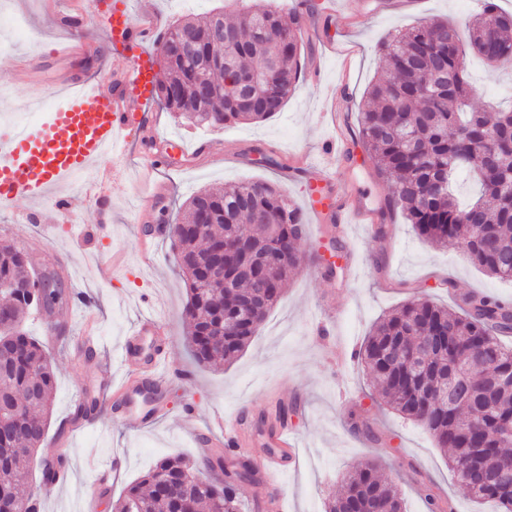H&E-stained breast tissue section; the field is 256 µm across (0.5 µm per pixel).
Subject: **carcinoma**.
I'll return each mask as SVG.
<instances>
[{
    "mask_svg": "<svg viewBox=\"0 0 512 512\" xmlns=\"http://www.w3.org/2000/svg\"><path fill=\"white\" fill-rule=\"evenodd\" d=\"M224 12L211 11L169 26L161 46L165 76L155 94L170 112L195 126L222 127L229 122H260L282 111L298 84L296 28L262 0L224 24L233 46L220 40L214 22ZM493 28L499 47L512 61V13L501 11L495 0H483L482 9L468 24V47L484 56L487 28ZM185 36L195 41V59L178 52ZM386 74L366 93L360 110V137L377 173L392 182L394 198L415 232L425 241L455 242L471 264L487 275L512 280V164L500 163L504 145L512 141V108L490 117L474 106L477 90L468 72L465 50L457 28L439 19L419 21L393 36L381 47ZM243 72L269 75L247 102L232 88L211 97L203 85L218 81L219 61ZM470 177L478 197L460 205L457 177ZM266 214L270 224L256 215ZM182 223L209 225L206 235L183 231L172 243L187 284L185 315L189 340L200 364L232 362L249 345L276 301H262L250 317L240 313L244 296L269 283L284 289L298 267L297 243L305 215L273 184L239 182L221 191L202 190L186 202ZM246 232L268 251L288 244V261L269 266L256 280H237L228 287L205 280L207 261L215 242ZM46 271L37 270L30 254L13 244H0V283L15 284L1 291L10 314L0 328V401L20 409L18 416L4 412L9 430L0 449V512H38V495L20 494L32 476L30 461L43 447L54 400V370L49 356L22 322L33 308L52 309L59 300L36 288ZM464 313L456 315L428 298L410 300L376 323L356 352L374 378L384 402L420 424L438 447L451 451L448 466L457 482L477 500H492L499 512H512V488L494 483L497 473L512 469V441L497 438L512 426V387L497 389L485 406L488 389L512 369V348L500 337L512 334V306L485 294L462 298ZM237 321L241 329L221 333V319ZM448 332V344L458 351L456 371L470 395L450 404H428L422 393L437 380L440 361L431 357L415 372L392 366L388 349L401 345L413 350L433 330ZM489 348L497 357L478 361L470 351ZM102 412L95 397L77 404L74 419L91 420ZM68 449L58 447L42 457L38 480L52 486L66 469ZM381 464L366 460L347 472L343 490L329 502L327 512H403L398 488L380 475ZM258 483V471L240 459L234 469L224 468L223 455L192 463L165 456L125 496L113 512H242L236 484Z\"/></svg>",
    "mask_w": 512,
    "mask_h": 512,
    "instance_id": "obj_1",
    "label": "carcinoma"
}]
</instances>
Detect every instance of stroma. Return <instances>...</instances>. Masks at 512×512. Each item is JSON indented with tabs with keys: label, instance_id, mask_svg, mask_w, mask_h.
<instances>
[{
	"label": "stroma",
	"instance_id": "stroma-1",
	"mask_svg": "<svg viewBox=\"0 0 512 512\" xmlns=\"http://www.w3.org/2000/svg\"><path fill=\"white\" fill-rule=\"evenodd\" d=\"M49 0H0V52L39 56L41 80L79 78L80 62L57 59L53 50L67 30L48 8ZM309 15L324 32L359 48L352 96L361 98L378 77L380 47L399 27L420 19L461 21L480 9L479 0H367L364 14L352 21L325 19L319 0H309ZM241 0H131L136 14H157L163 24L221 8L237 14ZM319 57L323 82L299 80L283 112L261 123H228L224 129L196 128L154 104L156 122L149 131L120 141L113 161L118 171L106 181L111 197L109 238L99 235L100 218L85 187L71 191L72 210L61 216L49 205L19 200L0 209V242L28 248L36 267L57 272L64 300L47 314L26 319L56 370L53 414L48 429L56 435L72 417L81 394L95 391V361L78 359L75 348L94 329L98 359L112 363V378L124 369L117 354L138 319L154 314L169 331L170 381L163 393L168 414L156 424L136 425L104 408L94 429L76 433L69 448L70 477L42 496V512H97L112 505L165 455L197 460V433L208 431L215 414L247 417L275 425L278 404L291 407L286 425L297 438V464L281 477L279 493L288 512H324L338 495L343 478L358 462L381 461L406 512H427L421 495L428 488L449 502L453 512H495L494 502H474L448 468L446 455L432 437L386 406L359 360L337 367L329 349L358 351L375 321L415 296L458 311L471 292L491 293L512 302V282L491 278L471 265L458 246L435 247L419 238L402 213L384 221L379 232L362 225L338 238L330 224L310 223L300 241L299 269L283 296L268 312L249 346L229 365L197 364L187 341L184 307L187 288L174 263L169 238L143 246L144 226L137 221L157 183L166 184L163 204L178 214L198 189H220L242 180L265 181L285 189L303 205L305 179L288 181L283 158L318 160L331 130L321 118L336 85L335 58L315 44L301 47L302 59ZM478 88L477 108L512 103V67L489 72L470 58ZM337 164L370 209L385 208L392 185L379 177L362 147ZM120 458L110 487H98L95 464Z\"/></svg>",
	"mask_w": 512,
	"mask_h": 512
}]
</instances>
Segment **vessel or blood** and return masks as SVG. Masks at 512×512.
Instances as JSON below:
<instances>
[{
    "instance_id": "obj_1",
    "label": "vessel or blood",
    "mask_w": 512,
    "mask_h": 512,
    "mask_svg": "<svg viewBox=\"0 0 512 512\" xmlns=\"http://www.w3.org/2000/svg\"><path fill=\"white\" fill-rule=\"evenodd\" d=\"M97 21L113 58L127 65V80L115 89L104 78L80 83L78 90L69 93L40 122L14 134L0 132V208L13 206L24 198L47 202L59 214H68L71 200L66 189L73 177L94 169L100 178H108V153L121 136L145 128L146 110L154 98L156 81L147 42L159 21L136 19L126 0H113L111 9L98 14ZM322 45L325 54L335 57L340 64L332 98L333 111L340 112L350 103L347 92L354 49L330 38L324 39ZM307 173L305 201L316 220L331 221L340 234L352 222H379V215L361 206L350 186L337 181L327 168L313 163ZM168 357L158 319L143 317L120 349L125 368L122 382L113 384L111 371L102 370L98 373L97 388L104 396L120 397L124 413L139 425H148L163 409L160 395ZM247 427V422L236 419L222 421L221 436H205L198 440L197 447L207 455L216 448L242 447L241 434ZM261 442L270 454L258 458L256 464L266 484L274 488L278 485L276 474L283 465L274 451L294 448V439L288 429L281 427L262 431Z\"/></svg>"
}]
</instances>
